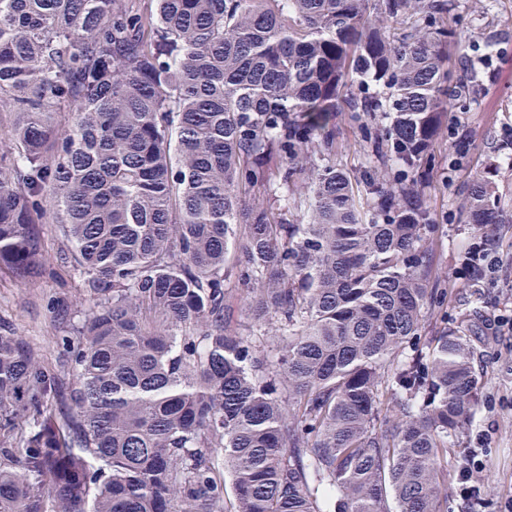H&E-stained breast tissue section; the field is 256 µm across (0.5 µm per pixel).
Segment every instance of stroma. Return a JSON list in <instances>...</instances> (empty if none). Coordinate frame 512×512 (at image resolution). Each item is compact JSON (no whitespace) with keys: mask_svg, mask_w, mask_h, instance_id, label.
Masks as SVG:
<instances>
[{"mask_svg":"<svg viewBox=\"0 0 512 512\" xmlns=\"http://www.w3.org/2000/svg\"><path fill=\"white\" fill-rule=\"evenodd\" d=\"M461 5L466 31L475 41L488 24L512 21V0H461ZM489 57L500 72L499 81L470 100L466 112L448 114L449 121L466 120L481 150L468 167L458 172L461 181L479 169L483 155H512V146L498 139L501 128L512 125V42L500 45ZM455 207L452 191L437 192L435 219L447 231L448 240L437 244L436 249L442 272L451 280L458 276L457 257L470 242L468 234L458 231L448 220ZM41 231L46 272L25 286L0 273V322L10 323L19 335L54 360L59 356L54 343L55 309L64 303L83 302L85 292L78 271L60 258L64 241L58 225H42ZM501 257L502 271L496 281L448 291V320L454 324L462 313H469L474 298L483 301L479 314L471 318L480 330L474 363L482 374L483 389L474 421L465 434V446L478 449L485 461L481 474L484 512H504L506 503L512 500V338L493 335L488 327L494 317L512 313V249H503Z\"/></svg>","mask_w":512,"mask_h":512,"instance_id":"obj_1","label":"stroma"}]
</instances>
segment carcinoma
Listing matches in <instances>:
<instances>
[{
  "mask_svg": "<svg viewBox=\"0 0 512 512\" xmlns=\"http://www.w3.org/2000/svg\"><path fill=\"white\" fill-rule=\"evenodd\" d=\"M460 7L0 0V268L50 219L89 294L54 365L0 323V512H448L482 375L426 331L439 157L475 242L512 224L498 162L454 185L496 79Z\"/></svg>",
  "mask_w": 512,
  "mask_h": 512,
  "instance_id": "carcinoma-1",
  "label": "carcinoma"
}]
</instances>
